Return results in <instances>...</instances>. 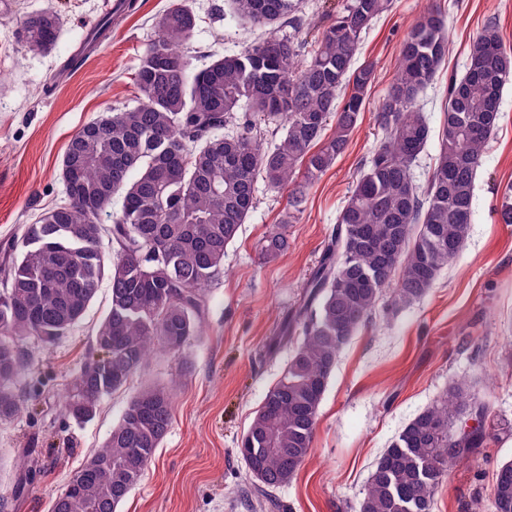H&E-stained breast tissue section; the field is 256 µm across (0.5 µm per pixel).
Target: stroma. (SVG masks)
<instances>
[{
  "mask_svg": "<svg viewBox=\"0 0 512 512\" xmlns=\"http://www.w3.org/2000/svg\"><path fill=\"white\" fill-rule=\"evenodd\" d=\"M172 0H136L85 62L66 70L104 0H13L0 12V261L38 216L63 204L61 164L72 137L100 115L131 103L134 74ZM196 25L186 49L195 67L257 38L233 20L229 0H182ZM446 14L448 54L419 107L429 125L413 164L431 174L444 123L448 79L462 76L473 37L495 22L512 49V0H392L364 35L359 61L376 64L369 102L345 153L307 189L300 213L285 223L288 193L259 186L258 204L224 257V272L205 289L202 331L182 353L151 356L97 416L78 424L61 402L93 351L108 311L101 283L83 318L51 346L31 340L20 386L24 408L0 425V512H48L72 473L105 440L127 401L144 383L177 380L170 429L141 484L119 512H264L252 505V480L237 453L242 434L280 378L287 351L264 346L298 305L353 182L383 132L376 107L391 82L401 41L424 9ZM56 11L60 33L46 53L26 52L18 28L27 15ZM512 193V85L475 178L473 217L459 255L422 299L395 311L380 305L373 320L342 348L322 401L314 455L276 490L274 512H356L374 465L393 439L449 384L465 380L490 406L491 437L474 461L454 469L436 491L433 512H470L487 500L501 464L512 461V224L500 210ZM284 227L290 247L272 263L258 257L263 238ZM23 496L13 487L24 469Z\"/></svg>",
  "mask_w": 512,
  "mask_h": 512,
  "instance_id": "stroma-1",
  "label": "stroma"
}]
</instances>
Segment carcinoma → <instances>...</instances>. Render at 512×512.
Returning <instances> with one entry per match:
<instances>
[{
    "label": "carcinoma",
    "instance_id": "cac0c4a2",
    "mask_svg": "<svg viewBox=\"0 0 512 512\" xmlns=\"http://www.w3.org/2000/svg\"><path fill=\"white\" fill-rule=\"evenodd\" d=\"M301 2L232 0V17L269 34L201 69L183 51L195 16L172 4L135 71V100L72 138L62 160L75 172L66 202L27 225L0 268V424L20 408L22 342L54 344L83 317L105 279L109 310L62 402L65 416L93 420L102 399L125 386L151 352L182 351L197 335L204 288L223 272L226 248L255 206L258 180L289 189V205L298 212L307 187L345 152L375 78L374 62L357 63L359 45L391 0H338L336 16L304 62L296 37ZM120 20L107 13L71 67ZM285 23L291 32L278 34L275 26ZM58 29V15L41 11L25 17L18 37L28 51L46 52ZM447 53L445 13L422 12L401 42L395 75L378 104L385 137L340 210L301 303L268 348L272 354L293 344L282 377L238 446L261 502L313 454L337 356L376 313L386 289L392 288L394 308L422 298L467 237L476 173L502 90L512 83V50L493 24L477 33L465 75L448 81L439 153L421 185L412 165L429 126L417 102ZM272 124L265 147L253 132ZM117 196L121 210L106 228L99 217ZM287 250L288 235L275 230L262 241L260 256L271 263ZM173 395L172 385L141 388L50 512H117L168 433ZM475 411L486 417L489 404L465 383L449 386L379 457L356 512H432L436 488L488 437L482 425L456 428ZM489 499L491 512H512V461L498 469Z\"/></svg>",
    "mask_w": 512,
    "mask_h": 512
}]
</instances>
